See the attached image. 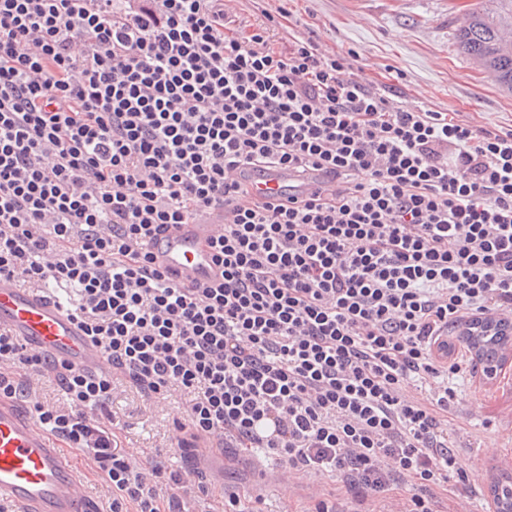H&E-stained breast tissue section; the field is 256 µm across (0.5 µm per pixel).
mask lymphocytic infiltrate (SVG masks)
<instances>
[{"instance_id": "1", "label": "lymphocytic infiltrate", "mask_w": 512, "mask_h": 512, "mask_svg": "<svg viewBox=\"0 0 512 512\" xmlns=\"http://www.w3.org/2000/svg\"><path fill=\"white\" fill-rule=\"evenodd\" d=\"M224 0H0V276L75 292L88 373L0 331V398L83 452L101 512H196L199 463L248 452L333 475L353 512H435L467 469L448 433L459 322L512 314V129L387 97L312 41L225 33ZM323 170L253 197L239 168ZM215 285L148 239L212 208ZM63 400L39 402L46 379ZM189 395L172 470L124 448L112 381Z\"/></svg>"}]
</instances>
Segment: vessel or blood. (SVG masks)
Returning a JSON list of instances; mask_svg holds the SVG:
<instances>
[{
	"label": "vessel or blood",
	"mask_w": 512,
	"mask_h": 512,
	"mask_svg": "<svg viewBox=\"0 0 512 512\" xmlns=\"http://www.w3.org/2000/svg\"><path fill=\"white\" fill-rule=\"evenodd\" d=\"M257 197L275 198L288 191L311 193L332 188L333 181L320 171L296 178L283 170L248 176ZM224 225L217 208L188 224H176L148 242L158 267L187 285H213L222 279L210 248ZM0 329L25 345L74 367L94 373L103 354L93 344L69 307L50 289L24 288L0 277ZM0 501L15 512H94L81 489V470L60 441L41 430L19 403L0 399Z\"/></svg>",
	"instance_id": "b4317fda"
}]
</instances>
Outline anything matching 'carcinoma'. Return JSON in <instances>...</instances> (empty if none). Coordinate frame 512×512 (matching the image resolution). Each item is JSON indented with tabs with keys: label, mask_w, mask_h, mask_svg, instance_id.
<instances>
[{
	"label": "carcinoma",
	"mask_w": 512,
	"mask_h": 512,
	"mask_svg": "<svg viewBox=\"0 0 512 512\" xmlns=\"http://www.w3.org/2000/svg\"><path fill=\"white\" fill-rule=\"evenodd\" d=\"M460 12L455 28L458 51L512 91V0H472Z\"/></svg>",
	"instance_id": "1"
}]
</instances>
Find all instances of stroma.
<instances>
[{
  "instance_id": "stroma-1",
  "label": "stroma",
  "mask_w": 512,
  "mask_h": 512,
  "mask_svg": "<svg viewBox=\"0 0 512 512\" xmlns=\"http://www.w3.org/2000/svg\"><path fill=\"white\" fill-rule=\"evenodd\" d=\"M466 0H226L236 37L249 36L266 15L277 21L280 51L293 39L315 41L328 56H347L351 73L392 99L490 129H512V92L503 90L462 55L455 44L453 17ZM467 365L448 413L455 450L473 474L469 493L456 481L445 483L442 512H494L489 487L512 474V358L496 377L486 376L474 353L460 348ZM188 398L175 395L158 405L125 381L112 391L111 412L124 424L127 446L152 456L162 453L179 466L168 437L173 421L185 417ZM215 484L207 512H224L225 494L261 495L260 512H301L298 498H283L278 472L262 463L215 462Z\"/></svg>"
}]
</instances>
